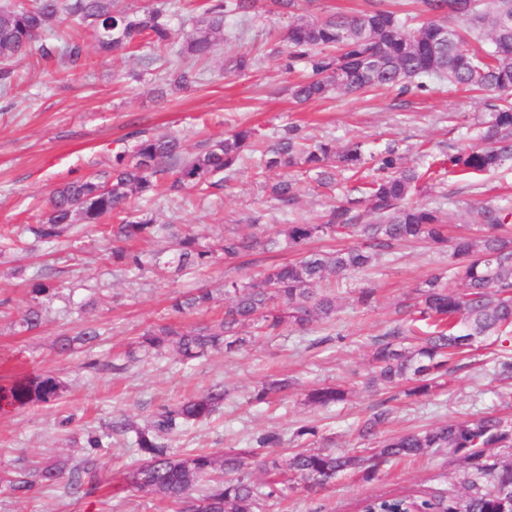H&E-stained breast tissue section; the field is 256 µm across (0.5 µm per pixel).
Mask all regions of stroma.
Instances as JSON below:
<instances>
[{
	"instance_id": "stroma-1",
	"label": "stroma",
	"mask_w": 512,
	"mask_h": 512,
	"mask_svg": "<svg viewBox=\"0 0 512 512\" xmlns=\"http://www.w3.org/2000/svg\"><path fill=\"white\" fill-rule=\"evenodd\" d=\"M375 4L428 17L421 0H300L288 14L280 13L273 0H252L246 12L225 20L212 56L194 63L199 79L188 89L171 83L168 51L143 46L105 54L88 34L77 65L49 68L33 59L15 64L11 86H0V227L35 223L51 189L106 169L113 149L133 145L136 132L179 138L188 156L238 128L255 129L266 142L294 123L304 126L312 140L339 146L352 138L375 147L394 142L409 165L433 167L414 200L449 215V235L476 229L481 207L512 208V161L466 179L449 172L444 162L447 154L479 143L477 94L435 80L422 94L383 88L332 94L306 105L294 102L291 87L306 70L300 64L291 71L283 67L289 24L301 17L357 14ZM236 54L253 58L251 70L228 72L227 59ZM223 178L219 189H190L178 198L160 192L132 199L131 205L155 223L190 226L208 242L228 231L247 233L254 223L270 236L283 224L322 223L330 209L353 197L356 184L344 173L334 187L324 189L314 173L301 168L263 174L247 157ZM283 178L295 182L289 204L270 192L271 184ZM137 249L147 260L143 271L115 267L104 225L80 223L72 237L55 245L29 241L24 248L0 252V361L54 373L68 384L55 406L0 412V473L16 476L39 462L89 456L99 474L96 489L77 495L60 485L20 492L0 483V512H172L160 497L127 488L125 477L140 457L122 437L93 452L87 451L86 438L115 420L145 422L159 405L216 384L227 393L223 408L172 437L171 444L179 453L229 452L249 447L262 433L277 432L280 447L263 449L249 462L260 483L269 479L264 462L283 459L294 448L353 452L447 422L490 413L512 417V407H503L498 398L504 386L493 374L494 350L482 344L428 396L393 400L366 385L372 337L386 332L397 304L422 281L447 270L449 252L424 243L397 246L372 269L338 280L335 320L305 332L288 326L281 335L254 336L241 348L213 351L184 364L171 352L135 362L127 353L146 329L171 317L175 297L210 290L211 307L189 316L187 323L217 320L224 313L225 281L250 282L296 254L282 243L255 251L245 264L219 256L180 271L171 261V239L144 241ZM41 277L52 280L56 290L40 297L45 322L28 333L19 321L29 304L30 281ZM364 286L377 290V301L368 309L354 299L355 290ZM90 326L100 332L97 342L76 343L70 354L59 353L60 338L75 339ZM273 379L289 380L290 386L269 401H256V392ZM334 383L348 389L346 401L329 407L306 403L310 389ZM383 408L390 411L386 424L375 436L361 439V424ZM69 414L72 424L61 426V417ZM302 427L317 428V436L297 437ZM463 472L458 456L434 450L390 463L370 482L350 472L314 494L287 490L262 499L259 512H359L370 496L457 493Z\"/></svg>"
}]
</instances>
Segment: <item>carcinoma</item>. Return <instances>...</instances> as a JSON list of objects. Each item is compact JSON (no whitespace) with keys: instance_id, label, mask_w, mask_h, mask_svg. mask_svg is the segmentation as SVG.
Masks as SVG:
<instances>
[{"instance_id":"obj_1","label":"carcinoma","mask_w":512,"mask_h":512,"mask_svg":"<svg viewBox=\"0 0 512 512\" xmlns=\"http://www.w3.org/2000/svg\"><path fill=\"white\" fill-rule=\"evenodd\" d=\"M248 3L214 0L195 20L193 36L177 50L169 0H154L140 10L124 9L118 0L0 4V62L79 60L83 45L74 36L60 41L51 34L52 23L64 15L72 26L91 31L105 53L142 44L174 50L173 80L187 89L197 77L181 60L211 55L224 32V20L245 11ZM423 4L430 13L457 17L460 25L432 20L415 26L409 18L384 9L294 21L286 35L285 67L291 70L302 63L309 77L293 86L291 95L307 103L332 91L347 95L397 87L402 94L412 89L424 93L432 77L481 90L485 92L479 122L481 144L448 154V168L463 178L495 171L512 160V29L499 25L502 17H512V0H423ZM255 136L252 128L240 129L184 158L177 139L140 135L131 148L113 152L109 169L53 189L40 221L24 225L18 234L52 244L67 236L79 221L97 224L115 213L120 222L112 225L116 242L112 264L138 270L144 267L142 256L126 243L149 240L162 231L174 240L173 261L180 269L205 265L217 254L240 259L268 249L276 241L260 231L229 232L203 245L186 228L158 225L150 218L128 214L132 198L154 193L163 181L175 196L187 189L217 186L211 177L231 169L242 152L252 147ZM370 162L373 174L366 202L375 215L372 223L360 224L351 214L357 203L354 199L331 210L324 224L282 225L279 235L297 252L295 261L272 265L246 284L224 282L229 303L220 321L194 328L180 320L155 325L138 338L137 347L148 354L169 350L190 360L213 350L241 347L247 342L240 334L245 327L264 336L278 335L288 324L305 329L336 316L335 293L321 287L327 279L371 268L381 253L400 242L448 244L442 217L412 202L422 175L407 165L395 144L375 153L358 139L340 148L332 142L311 145L300 127L292 125L266 148L262 159L269 171L304 165L316 171L322 185L334 181L338 168L359 172ZM480 218L486 226L484 234L459 237L451 243L449 274L422 282L415 301L402 306L403 317L373 339L371 380L386 390L408 383L405 395L426 396L439 379L455 370L459 354L484 342L502 350L496 369L500 379L512 378V209L488 207L480 211ZM335 232L355 239L356 244L333 252L307 250L311 240ZM212 300L209 290L199 289L174 298L171 307L186 316ZM43 322L42 309L31 304L20 326L34 332ZM99 336L90 327L75 338L61 339L57 348L65 353L74 342L92 344ZM64 391V384L51 374L18 367L0 375L1 408L54 405ZM224 396L223 386H212L200 396L159 407L145 426L127 419L114 421L108 430L89 435L86 445L108 448L112 435L131 436L141 463L130 473L129 484L178 505L179 512H255L260 497L273 496L279 481L270 479L266 494L260 490L245 470L253 452L176 454L170 443L172 435L215 413L224 404ZM345 396V390L330 384L310 390L305 401L327 407ZM511 447L512 419L488 415L388 438L368 457L306 449L282 463L273 460L271 470L291 475L311 494L345 471L360 472L369 481L392 460L421 457L432 448H453L466 465L461 493L423 499L375 496L362 502L360 512H512V460L491 452ZM64 478L74 494L94 489L93 460L87 457L72 466L67 459L56 460L38 467L29 478L15 480L14 486L29 491L38 485L55 486ZM203 482L209 486L200 492L197 486Z\"/></svg>"}]
</instances>
